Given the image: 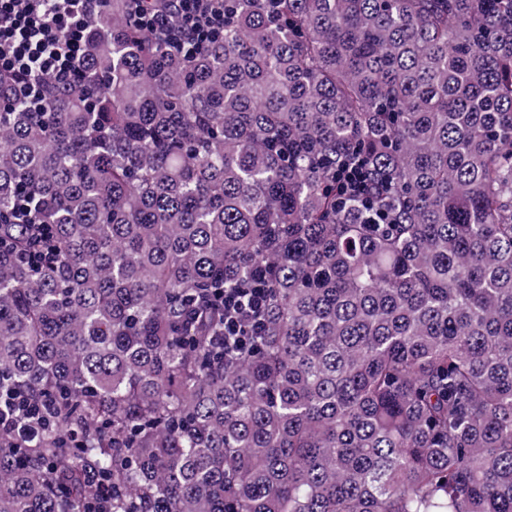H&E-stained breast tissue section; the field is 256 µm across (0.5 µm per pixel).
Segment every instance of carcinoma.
<instances>
[{
    "mask_svg": "<svg viewBox=\"0 0 512 512\" xmlns=\"http://www.w3.org/2000/svg\"><path fill=\"white\" fill-rule=\"evenodd\" d=\"M147 26L102 0L38 109L0 74V416L46 418L0 512H512V0ZM264 306L261 288H253L245 299L224 295V356L231 357L247 339H262L255 325Z\"/></svg>",
    "mask_w": 512,
    "mask_h": 512,
    "instance_id": "carcinoma-1",
    "label": "carcinoma"
}]
</instances>
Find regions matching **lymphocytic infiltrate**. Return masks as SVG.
I'll return each instance as SVG.
<instances>
[{
	"label": "lymphocytic infiltrate",
	"instance_id": "lymphocytic-infiltrate-1",
	"mask_svg": "<svg viewBox=\"0 0 512 512\" xmlns=\"http://www.w3.org/2000/svg\"><path fill=\"white\" fill-rule=\"evenodd\" d=\"M99 0H0V73L21 77L20 90L39 98L43 81L68 86L83 63L86 31ZM150 30L173 48L194 54L224 30V0H168ZM265 305L261 289L224 298V354L259 340L256 319Z\"/></svg>",
	"mask_w": 512,
	"mask_h": 512
}]
</instances>
